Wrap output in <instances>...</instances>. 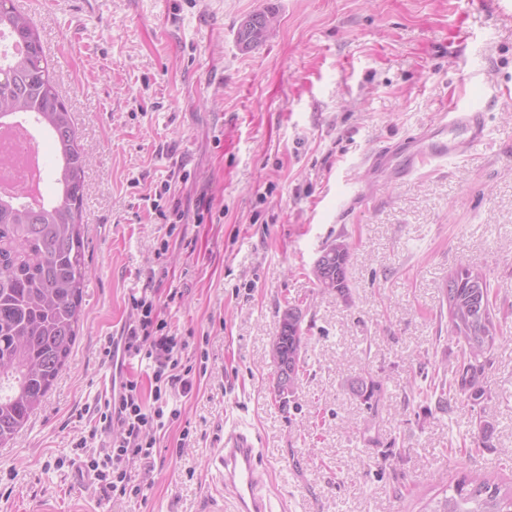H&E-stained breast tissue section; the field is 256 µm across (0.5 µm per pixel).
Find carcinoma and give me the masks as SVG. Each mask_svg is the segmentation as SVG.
Wrapping results in <instances>:
<instances>
[{
  "instance_id": "carcinoma-1",
  "label": "carcinoma",
  "mask_w": 512,
  "mask_h": 512,
  "mask_svg": "<svg viewBox=\"0 0 512 512\" xmlns=\"http://www.w3.org/2000/svg\"><path fill=\"white\" fill-rule=\"evenodd\" d=\"M277 23L267 9L248 16L237 32L239 43H261ZM24 44L21 55L0 49V119L23 113L53 142L60 159L56 198L38 206L0 197V445L8 443L42 405L66 367L78 335L86 285L84 178L89 156L81 144L71 112L56 89L37 29L13 0H0V34ZM350 244L342 235L321 251L313 269L317 284L341 294L348 289ZM444 298L448 334L463 345L457 368L459 388L482 397L479 378L487 353L499 340L491 285L478 268L462 266L450 273ZM302 314L287 308L275 340L281 349L277 383L283 375L297 387L304 372L302 350L308 337ZM425 512H512V489L501 491L486 479L466 476L448 485Z\"/></svg>"
}]
</instances>
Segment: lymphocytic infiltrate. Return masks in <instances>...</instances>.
Returning a JSON list of instances; mask_svg holds the SVG:
<instances>
[{"instance_id": "1", "label": "lymphocytic infiltrate", "mask_w": 512, "mask_h": 512, "mask_svg": "<svg viewBox=\"0 0 512 512\" xmlns=\"http://www.w3.org/2000/svg\"><path fill=\"white\" fill-rule=\"evenodd\" d=\"M131 307L134 318L103 354L117 367L128 357L148 360L151 389L145 394L138 380L124 375L113 378L111 397L96 408L98 428L74 444L82 470L107 499L141 494V486L132 481L131 467L138 462L150 464L160 433L179 419L180 409L169 405L171 391L187 395L194 386L193 367L183 360L185 343L171 333L166 320L158 318L154 297L141 293L132 297ZM101 434L106 440L98 448L94 442Z\"/></svg>"}]
</instances>
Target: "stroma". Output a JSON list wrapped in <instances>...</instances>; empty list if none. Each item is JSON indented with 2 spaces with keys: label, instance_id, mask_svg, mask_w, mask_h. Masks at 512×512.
Segmentation results:
<instances>
[{
  "label": "stroma",
  "instance_id": "obj_1",
  "mask_svg": "<svg viewBox=\"0 0 512 512\" xmlns=\"http://www.w3.org/2000/svg\"><path fill=\"white\" fill-rule=\"evenodd\" d=\"M270 7L277 25L243 48L241 22ZM26 13L92 155L89 275L67 368L0 447V512H204L238 418L277 512H420L463 475L512 487V0H28ZM473 103L483 144L401 179L371 166ZM165 180L174 224L147 200ZM341 234L343 295L312 274ZM467 264L491 283L502 337L483 398L441 401L427 390L461 359L443 288ZM149 276L207 373L151 470L132 467L143 496L108 501L57 461L95 423L103 350ZM294 305L305 372L283 399L270 347ZM370 379L371 407L353 391Z\"/></svg>",
  "mask_w": 512,
  "mask_h": 512
}]
</instances>
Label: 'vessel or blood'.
Returning a JSON list of instances; mask_svg holds the SVG:
<instances>
[{
    "label": "vessel or blood",
    "mask_w": 512,
    "mask_h": 512,
    "mask_svg": "<svg viewBox=\"0 0 512 512\" xmlns=\"http://www.w3.org/2000/svg\"><path fill=\"white\" fill-rule=\"evenodd\" d=\"M485 131L482 113L458 108L441 120L427 135L404 143L401 173L416 170L425 161H441L468 152ZM221 475L224 496L234 505L233 512H273L266 493V473L259 467V452L252 435L237 426L224 430L223 446L213 460Z\"/></svg>",
    "instance_id": "1"
}]
</instances>
